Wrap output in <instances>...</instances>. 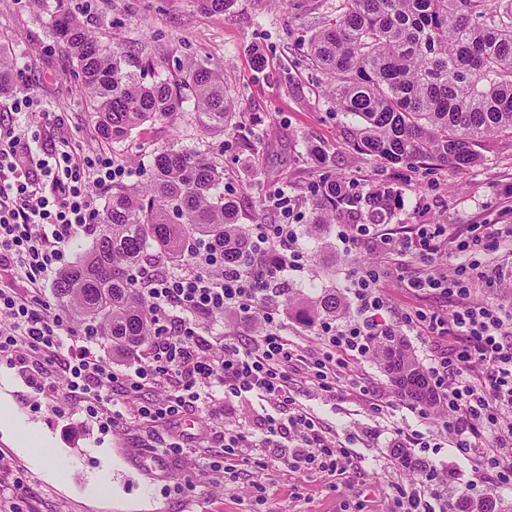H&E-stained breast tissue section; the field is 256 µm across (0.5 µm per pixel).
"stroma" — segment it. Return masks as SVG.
Wrapping results in <instances>:
<instances>
[{
	"instance_id": "stroma-1",
	"label": "stroma",
	"mask_w": 512,
	"mask_h": 512,
	"mask_svg": "<svg viewBox=\"0 0 512 512\" xmlns=\"http://www.w3.org/2000/svg\"><path fill=\"white\" fill-rule=\"evenodd\" d=\"M337 0H233L221 14L203 10L198 0H67L68 8L105 46L118 50L137 71L172 83L180 82L182 63L206 64L224 76V94L235 110L223 134L208 133L193 111L170 119L149 121L133 129L120 143L110 144L112 159L128 171L132 183L145 182L155 153L178 145L211 157L224 168V191L237 202L238 218L252 240L265 229L282 223L273 203L284 193L300 214L296 226L294 263L281 278L297 295L266 293L263 304L278 312L286 333L301 349L319 343L320 319L311 310L324 290L333 289L348 299V319L358 310L351 294V274L383 262L376 238L384 233L414 235L418 225L443 224L449 234L470 236L476 224L512 225V138L497 136L478 147L477 165L458 170L450 166L388 164L355 148L361 127L358 117L336 109L326 93L327 78L305 54L308 38ZM55 0H0V44L26 61L15 82L52 120L36 124L41 140L68 132L73 142L98 140L89 118V101L77 92L73 65L63 45L53 38L50 16ZM263 66H256V58ZM346 178L354 191L378 186L392 188L399 204L385 224L348 242L350 224L329 225L322 235L309 234L310 188L321 178ZM476 260L484 276L477 294L489 303L512 307V292L505 287L512 272V239L501 237L491 252L467 254L450 250L435 264L452 272L463 260ZM386 300L383 318L399 333L422 366H430L440 347L421 332L399 327L402 312H447L446 299L402 288L396 275L381 279ZM370 393L384 405L373 412L368 404L338 390L328 395L311 386H294L297 405L310 411L325 435L339 439L356 469L345 480L328 478L316 470H292L277 459L276 449H257L263 471L231 476L211 468L224 452L213 434L208 414L224 408V418L263 437L269 419L284 424L290 409L246 395L225 403L223 395L201 400L182 421L181 431L204 439L207 452H189L166 463L167 477L137 467L138 457L157 446L169 428L144 423L140 408L151 392H116L123 425L110 429L76 414H60L16 370L0 361V395L15 411L49 438L47 447L59 456L63 474L48 476L28 459L12 437L0 433V481L22 482L19 512H387L394 479L387 461L390 448L408 446L415 436L433 442L427 457L446 472L443 494L461 500L473 477L472 465L450 448L436 419L421 420L414 407L392 386L375 360L358 362ZM109 471L112 492L88 490L92 476Z\"/></svg>"
}]
</instances>
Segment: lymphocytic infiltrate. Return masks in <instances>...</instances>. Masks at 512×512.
<instances>
[{
	"label": "lymphocytic infiltrate",
	"instance_id": "lymphocytic-infiltrate-1",
	"mask_svg": "<svg viewBox=\"0 0 512 512\" xmlns=\"http://www.w3.org/2000/svg\"><path fill=\"white\" fill-rule=\"evenodd\" d=\"M34 101L25 93L13 95L9 120L0 119V266L9 265L27 285L24 292L0 289V360L26 373L39 390L55 394L54 378L66 377L67 400L76 402L88 419L122 424L112 394L121 388L139 392L166 388L162 401L142 407L144 421L176 426L184 412L203 394L222 390L231 399L258 393L278 403L292 404L291 389L298 380L334 393L343 387L360 389L354 371L357 361L372 354V339L382 330L375 314L386 303L378 289L379 270L356 274L353 295L359 319L343 325L320 324V349L305 356L284 336V325L273 313L264 316L265 329L245 344L225 336L204 337L203 319L233 309L252 316L267 282L218 264L214 247L196 252L190 264L161 268L146 274L143 290L146 312L154 327L151 361L134 374L118 377L79 342V336L59 315L49 312L42 299L45 282L60 272L67 244L91 231L98 198L125 175L105 146L85 149L67 137L44 144L30 135ZM446 234L444 225H419L415 236L382 235L384 254H414L432 262ZM415 292H440L457 297L451 318L420 312L404 314L402 326L419 327L449 341L427 373L437 393V414L453 448L472 464L476 475L468 491L484 492L482 479L493 474L497 486L512 485V333L504 327L501 311L472 300V279L465 268L452 277L426 269L408 277ZM289 429L294 442L279 445L276 437ZM224 454L243 466L256 464L255 445L278 448L281 463L293 469H318L332 477L346 474L351 464L346 448L323 435L312 414L294 407L287 425L269 422L262 442L242 427L225 429ZM438 475H424L395 483L390 512H451L438 502Z\"/></svg>",
	"mask_w": 512,
	"mask_h": 512
}]
</instances>
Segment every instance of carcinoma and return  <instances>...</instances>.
Masks as SVG:
<instances>
[{"instance_id":"carcinoma-1","label":"carcinoma","mask_w":512,"mask_h":512,"mask_svg":"<svg viewBox=\"0 0 512 512\" xmlns=\"http://www.w3.org/2000/svg\"><path fill=\"white\" fill-rule=\"evenodd\" d=\"M50 28L75 66L97 132L121 141L136 126L190 104L199 125L223 133L234 117L224 77L203 63L184 65L183 89L164 79L144 82L121 52L101 45L83 21L56 0ZM308 52L329 78L331 101L361 120L357 150L388 163L475 165V146L512 137V0H342L311 36ZM17 61L0 45V89L13 84ZM224 169L185 148L153 157L149 180L112 194L92 247L64 269L55 288L80 322L98 330L120 356L146 343L150 326L138 277L163 256L177 265L214 242L224 261L252 276L253 246L237 223L234 200L218 192ZM310 228L357 214L383 224L397 205L388 187L352 195L325 177L313 187ZM330 319L347 314L336 292L314 301ZM376 360L413 402L431 406L434 390L422 367L391 332L373 338Z\"/></svg>"}]
</instances>
